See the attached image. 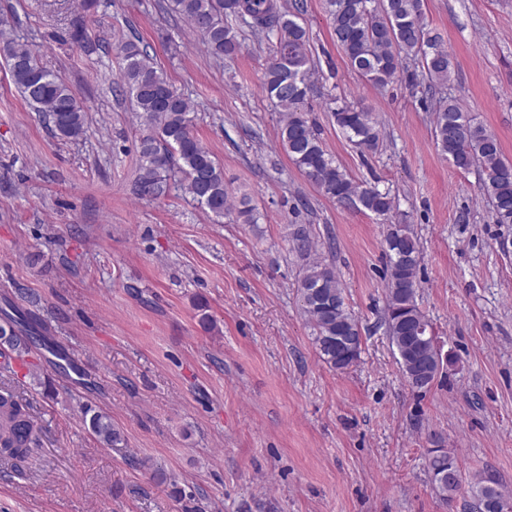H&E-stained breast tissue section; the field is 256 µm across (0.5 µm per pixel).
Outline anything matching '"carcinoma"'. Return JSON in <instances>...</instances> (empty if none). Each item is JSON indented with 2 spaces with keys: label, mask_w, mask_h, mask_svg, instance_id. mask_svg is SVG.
Listing matches in <instances>:
<instances>
[{
  "label": "carcinoma",
  "mask_w": 512,
  "mask_h": 512,
  "mask_svg": "<svg viewBox=\"0 0 512 512\" xmlns=\"http://www.w3.org/2000/svg\"><path fill=\"white\" fill-rule=\"evenodd\" d=\"M305 8V0H294L287 11L278 0H170V9L191 25L215 58L236 56L246 31L270 45L262 92L283 108L281 150L319 193L337 206L374 215L390 226L397 208L395 197L375 184L356 181L327 149L304 109L314 91L307 31L300 24ZM324 8L347 64L367 84L387 86L403 73L408 60L418 62L431 86L451 81L454 58L426 23L423 0H324ZM0 46L12 81L54 135L82 137L87 129V109L64 80L44 68L39 54L28 45L10 39ZM120 52V83L132 110L145 124L139 141L140 195L156 199L174 183L217 222L228 218L237 224L259 223L260 214L247 195L241 196L238 205H228L224 171L194 132L189 99L167 80L148 47L134 36L121 45ZM431 108L437 147L457 169L481 172L480 191L491 206L494 222L512 224V161L504 157L498 137L451 97L435 99ZM332 116L336 127L360 152L378 150L383 133L373 113L344 101L332 109ZM292 246L302 256L310 254L312 241L306 228L295 229ZM383 247L387 257L383 326L405 382L421 391L418 372L423 345L415 331L420 325L430 326V321L417 300L420 244L411 230L399 238L388 229ZM298 292L322 360L339 371L353 366L361 351L336 347V337H360L362 329L346 303L335 270L319 262L308 265ZM0 318L1 369L13 371L12 358L39 342L53 356L49 363L66 370L69 358L65 350L40 334L34 314L6 299ZM84 414L89 416L88 429L104 446L112 448L124 442L123 433L107 412L87 408ZM40 444L26 405L9 391L0 392V460L21 464ZM426 467L443 500H453L462 490V466L454 453L435 448L429 452ZM445 471L452 477L443 485L438 476ZM467 493L472 512H512V502L497 480L484 472L472 476Z\"/></svg>",
  "instance_id": "cac0c4a2"
}]
</instances>
